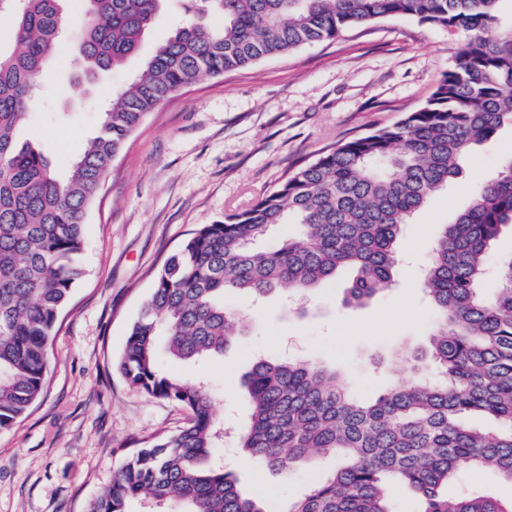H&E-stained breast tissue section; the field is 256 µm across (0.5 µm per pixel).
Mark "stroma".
<instances>
[{
    "mask_svg": "<svg viewBox=\"0 0 512 512\" xmlns=\"http://www.w3.org/2000/svg\"><path fill=\"white\" fill-rule=\"evenodd\" d=\"M180 15L178 0H167L137 51L91 85L76 77L77 39L64 37L20 140L33 141L52 167L64 171L69 145L95 135L111 95L141 74ZM462 42L409 17L382 18L205 79L145 118L90 211L78 257L84 275L50 339L44 393L0 432V512H85L145 440L185 425L187 410L137 393L118 369L129 327L164 260L200 225L251 208L289 169L421 107ZM510 155L512 125L506 124L463 159L462 176L434 193L404 226L397 284L375 299L346 304L348 271L304 298L288 301L278 291L256 306L237 295L229 303L248 314L249 329L223 357L201 367L168 363L187 380L206 373L214 413L226 430L220 453L266 512H286L335 461L319 457L281 474L243 456L235 430L250 412L243 382L255 359L286 353L333 365L357 398L375 399L397 378L396 348L419 354L428 348L436 311L419 282L437 232L466 205L474 180L489 178ZM410 306L417 319L406 318ZM463 492L512 500V484L482 469L449 483V495Z\"/></svg>",
    "mask_w": 512,
    "mask_h": 512,
    "instance_id": "35a3bbf8",
    "label": "stroma"
}]
</instances>
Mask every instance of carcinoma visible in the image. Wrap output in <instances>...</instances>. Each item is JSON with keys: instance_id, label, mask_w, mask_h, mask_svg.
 Masks as SVG:
<instances>
[{"instance_id": "carcinoma-1", "label": "carcinoma", "mask_w": 512, "mask_h": 512, "mask_svg": "<svg viewBox=\"0 0 512 512\" xmlns=\"http://www.w3.org/2000/svg\"><path fill=\"white\" fill-rule=\"evenodd\" d=\"M61 0H24L10 45L0 46V431L43 390L48 341L79 276L77 256L98 187L145 116L205 77L334 39L376 19L403 16L464 37L452 67L421 108L292 170L244 212L204 224L163 263L128 332L119 369L133 389L188 410L181 429L157 436L122 464L86 512H129L169 503L177 512H265L233 473L212 460L223 428L198 381L165 371L161 353L197 363L224 353L244 317L229 292L255 298L288 286L305 296L352 266L346 302L364 304L393 282L397 240L430 196L457 180L459 160L512 123V32L501 0H182L183 19L141 75L112 97L101 127L65 175L15 130L37 104L63 29ZM164 0H83L77 38L91 81L135 53ZM218 16L221 28L210 25ZM280 224L298 231L274 238ZM512 224V156L476 185L468 205L437 234L422 291L437 311L429 353L399 354L411 372L370 403L334 368L259 359L245 377L251 413L243 452L287 473L315 454L338 459L288 512H395L387 483L418 496L419 512H512L493 497L450 498L448 480L487 469L512 484V259L495 293L484 257Z\"/></svg>"}]
</instances>
